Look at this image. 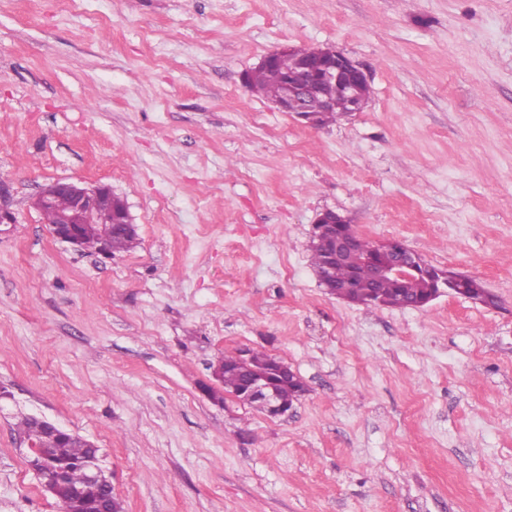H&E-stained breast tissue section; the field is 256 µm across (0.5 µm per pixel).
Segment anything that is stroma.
<instances>
[{"instance_id": "stroma-1", "label": "stroma", "mask_w": 512, "mask_h": 512, "mask_svg": "<svg viewBox=\"0 0 512 512\" xmlns=\"http://www.w3.org/2000/svg\"><path fill=\"white\" fill-rule=\"evenodd\" d=\"M283 45L363 65L365 109L314 128L251 92ZM1 180L0 512H60L19 411L92 441L125 512H512V0H0ZM55 180L109 186L136 248L53 238ZM325 210L497 306L329 294ZM241 348L303 379L289 416L204 392Z\"/></svg>"}]
</instances>
